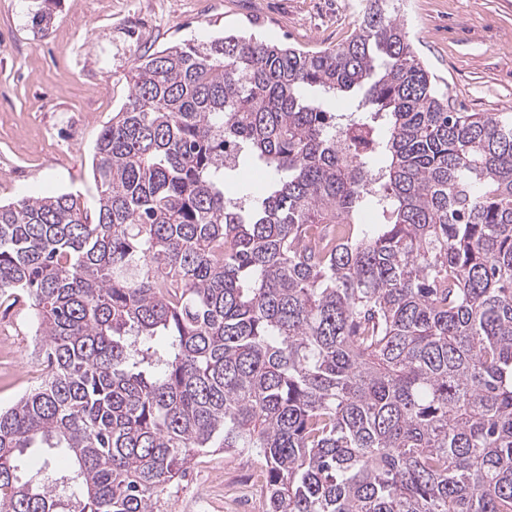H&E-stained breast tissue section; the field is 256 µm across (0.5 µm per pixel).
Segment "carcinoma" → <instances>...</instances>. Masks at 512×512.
Returning a JSON list of instances; mask_svg holds the SVG:
<instances>
[{
    "label": "carcinoma",
    "instance_id": "1",
    "mask_svg": "<svg viewBox=\"0 0 512 512\" xmlns=\"http://www.w3.org/2000/svg\"><path fill=\"white\" fill-rule=\"evenodd\" d=\"M394 2L320 51L137 58L95 215L0 205L46 362L0 409V512H165L211 448L264 458L267 512H512V113L449 111ZM36 441L69 466L23 474Z\"/></svg>",
    "mask_w": 512,
    "mask_h": 512
}]
</instances>
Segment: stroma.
Segmentation results:
<instances>
[{
    "mask_svg": "<svg viewBox=\"0 0 512 512\" xmlns=\"http://www.w3.org/2000/svg\"><path fill=\"white\" fill-rule=\"evenodd\" d=\"M38 31L33 0H0V204L38 191L70 193L96 208L93 153L128 100L141 55L227 33L318 51L344 42L359 17L347 0H47ZM420 57L458 112H512V0H404ZM28 300L0 298V407L44 374L34 351ZM265 462L221 451L197 458L168 512H235L256 485L253 512H266Z\"/></svg>",
    "mask_w": 512,
    "mask_h": 512,
    "instance_id": "obj_1",
    "label": "stroma"
}]
</instances>
